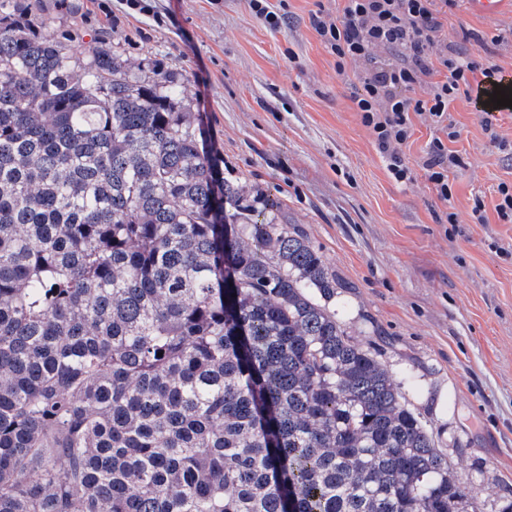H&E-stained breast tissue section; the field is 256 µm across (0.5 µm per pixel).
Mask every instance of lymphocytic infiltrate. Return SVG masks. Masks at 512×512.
<instances>
[{
  "label": "lymphocytic infiltrate",
  "instance_id": "obj_1",
  "mask_svg": "<svg viewBox=\"0 0 512 512\" xmlns=\"http://www.w3.org/2000/svg\"><path fill=\"white\" fill-rule=\"evenodd\" d=\"M458 2L344 0L340 14L322 10L311 17L312 27L336 58L338 74H345L349 65H364L361 87L352 102L396 182L411 177L403 147L411 136L413 116L446 125L445 138L431 141L423 163L444 202L452 196L448 173L463 163L445 145L459 136L446 124L450 104L459 96L477 95L485 114L483 128L492 144L500 142L493 123L497 108L490 100L496 92V67L464 56L457 44L440 36V14L456 8ZM427 77L432 80L428 99L410 97L414 85Z\"/></svg>",
  "mask_w": 512,
  "mask_h": 512
}]
</instances>
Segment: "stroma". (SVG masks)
Listing matches in <instances>:
<instances>
[{
	"instance_id": "obj_1",
	"label": "stroma",
	"mask_w": 512,
	"mask_h": 512,
	"mask_svg": "<svg viewBox=\"0 0 512 512\" xmlns=\"http://www.w3.org/2000/svg\"><path fill=\"white\" fill-rule=\"evenodd\" d=\"M291 17L268 26L249 0H39L64 35L71 17L86 33L106 28L131 71L175 74L199 112L225 180L279 202L341 282L336 311L355 341L372 347L424 417L475 512H512V223L495 206L512 182V156L493 147L474 100L458 97L448 119L464 164L449 173L442 203L422 164L440 128L417 116L404 152L409 181L389 175L351 97L357 79L310 23L343 0H283ZM484 37L465 50L512 71V13L443 18V34ZM482 202L486 221L471 211ZM455 212L454 224L440 223Z\"/></svg>"
}]
</instances>
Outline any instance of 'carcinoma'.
Wrapping results in <instances>:
<instances>
[{"label":"carcinoma","instance_id":"obj_1","mask_svg":"<svg viewBox=\"0 0 512 512\" xmlns=\"http://www.w3.org/2000/svg\"><path fill=\"white\" fill-rule=\"evenodd\" d=\"M279 208L173 74L0 0V512H466Z\"/></svg>","mask_w":512,"mask_h":512}]
</instances>
